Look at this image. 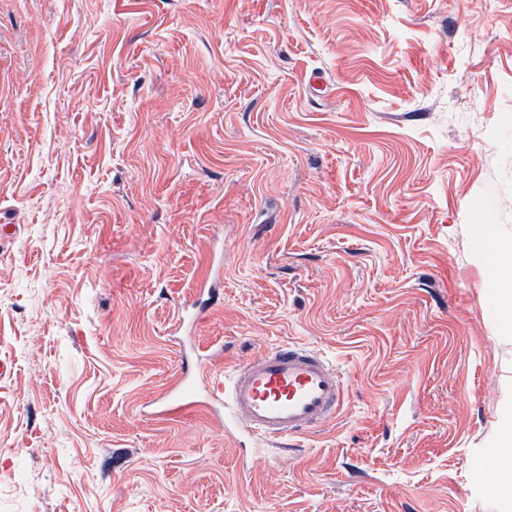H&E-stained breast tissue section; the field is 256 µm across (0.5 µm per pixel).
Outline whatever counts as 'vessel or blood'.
Segmentation results:
<instances>
[{
  "label": "vessel or blood",
  "mask_w": 512,
  "mask_h": 512,
  "mask_svg": "<svg viewBox=\"0 0 512 512\" xmlns=\"http://www.w3.org/2000/svg\"><path fill=\"white\" fill-rule=\"evenodd\" d=\"M224 398V431L245 432L267 445L287 446L333 421L348 384L318 350L288 342L236 367L213 384ZM199 392L182 382L161 398L159 415L173 416L201 407Z\"/></svg>",
  "instance_id": "1"
}]
</instances>
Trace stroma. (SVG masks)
<instances>
[{"instance_id":"35a3bbf8","label":"stroma","mask_w":512,"mask_h":512,"mask_svg":"<svg viewBox=\"0 0 512 512\" xmlns=\"http://www.w3.org/2000/svg\"><path fill=\"white\" fill-rule=\"evenodd\" d=\"M481 224L512 0H0V512H512ZM283 342L349 383L287 462L155 414ZM202 404L199 392L183 380L157 402L156 409L161 416H173L202 407ZM512 419L507 417L499 431L496 448H501L496 456V462L505 480L512 486Z\"/></svg>"}]
</instances>
